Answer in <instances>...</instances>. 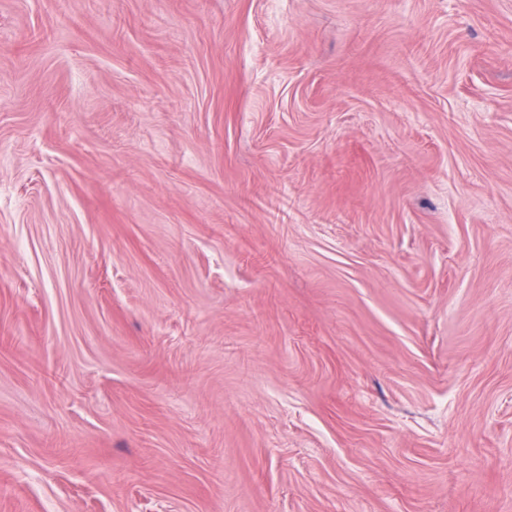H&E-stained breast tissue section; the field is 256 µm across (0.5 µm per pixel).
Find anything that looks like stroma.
<instances>
[{"label": "stroma", "mask_w": 512, "mask_h": 512, "mask_svg": "<svg viewBox=\"0 0 512 512\" xmlns=\"http://www.w3.org/2000/svg\"><path fill=\"white\" fill-rule=\"evenodd\" d=\"M512 512V0H0V512Z\"/></svg>", "instance_id": "1"}]
</instances>
